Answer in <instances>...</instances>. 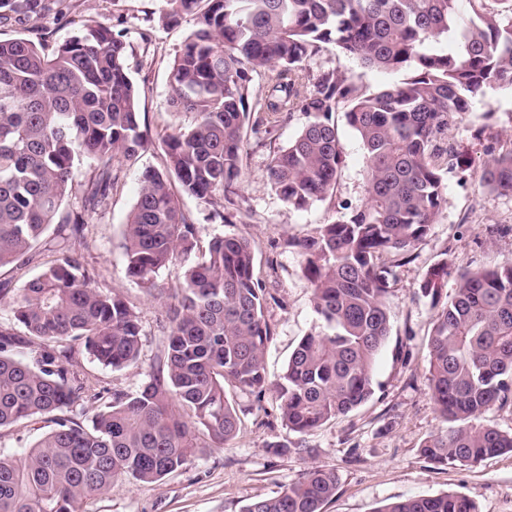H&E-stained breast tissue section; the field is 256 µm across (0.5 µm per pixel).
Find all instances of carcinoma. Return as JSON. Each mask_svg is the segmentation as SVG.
<instances>
[{
  "mask_svg": "<svg viewBox=\"0 0 512 512\" xmlns=\"http://www.w3.org/2000/svg\"><path fill=\"white\" fill-rule=\"evenodd\" d=\"M166 0L165 18L194 30L169 73L170 103L189 114L162 140V168L141 171L123 231L129 278L155 287L157 274L199 252L177 271L167 309L164 356L135 394L114 391L86 424L83 382L71 370L74 344L100 365L138 361L136 305L102 285L85 256L86 215L103 211L124 168L150 136L126 63V42L101 25L53 52L0 39V269L24 261L52 224L68 234L52 245L19 294L12 326L0 328V431L31 418L50 424L27 451L0 452V512H84L112 480L153 483L203 448H222L240 418L227 387L258 397L269 390L265 355L274 333L251 243L219 236L200 247V227L173 189L207 205L208 220L246 224L237 202L243 133L272 131L297 112L308 121L267 164L271 186L304 210L335 188L344 164L336 116L343 114L367 154L364 202L340 205L334 220L290 241L303 258L315 313L324 328L302 337L275 384L280 417L308 435L374 394L377 355L390 336L387 297L414 246L446 208L445 175L466 164L448 131L474 100L512 90V0ZM46 0H0V23L41 15ZM362 67L399 74L369 90L333 68L308 62L326 47ZM260 76L265 92L253 96ZM86 164L83 181L71 174ZM480 187L512 194V148L488 152ZM80 206L65 210L69 196ZM395 259L387 262L383 256ZM448 262L429 269L422 292L441 296ZM21 347L29 364L13 356ZM428 381L448 433L421 454L466 465L512 451V433L481 422L512 402V262L460 274L428 338ZM336 472L314 467L303 480L257 499L244 512H323ZM376 512H476L461 493L389 502Z\"/></svg>",
  "mask_w": 512,
  "mask_h": 512,
  "instance_id": "1",
  "label": "carcinoma"
}]
</instances>
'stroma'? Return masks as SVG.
<instances>
[{
	"label": "stroma",
	"instance_id": "1",
	"mask_svg": "<svg viewBox=\"0 0 512 512\" xmlns=\"http://www.w3.org/2000/svg\"><path fill=\"white\" fill-rule=\"evenodd\" d=\"M166 10V0H58L48 14L0 24V38L25 37L50 51L89 24L122 34L130 76L139 90L141 116L157 139L183 121L169 106V72L193 30L186 18L163 21ZM308 66L314 72L328 68L352 72L373 90L394 80L386 72L362 70L330 48ZM305 123V116L298 112L272 134L245 133L247 159L240 178V203L250 214L248 223L210 222L209 206L186 195L181 198L199 225L202 240L243 236L251 241L265 288V318L274 332L265 356L267 375L273 381L284 372L300 339L322 327L311 304L312 288L303 260L288 246V239L313 234L336 218L339 203L358 207L364 202L366 153L356 132L343 120L338 126L345 163L332 196L297 210L272 189L266 172L268 156L286 145ZM448 135L470 163L449 170L446 208L412 250L409 263L397 270L387 299L391 332L374 367L373 396L302 436L282 422L275 392L258 397L229 389L242 420L234 440L196 454L181 469L154 483L117 478L107 491L88 501L87 512H243L252 501L302 480L315 465L335 470L338 478L336 494L324 512H376L387 502L446 492L464 494L477 512H512L511 452L474 466L437 465L420 453L422 443L446 433L449 424L438 412L428 386L427 341L437 307L419 284L428 269L444 261L448 264L445 291L450 294L462 272L512 260V195L479 185L488 146H512V93L503 92L488 103L474 101L471 112L459 117ZM159 163V149L144 152L139 165L125 169L105 214L87 219L89 260L105 286L136 302L144 338L138 362L119 370L102 367L77 352L78 371L88 389L80 415L85 422L100 408L97 393H136L164 350L160 324L166 310L165 292L176 287L175 276L161 272L153 290L138 286L126 274L122 248L123 225L138 192L140 171ZM277 442L288 445V452H275Z\"/></svg>",
	"mask_w": 512,
	"mask_h": 512
}]
</instances>
